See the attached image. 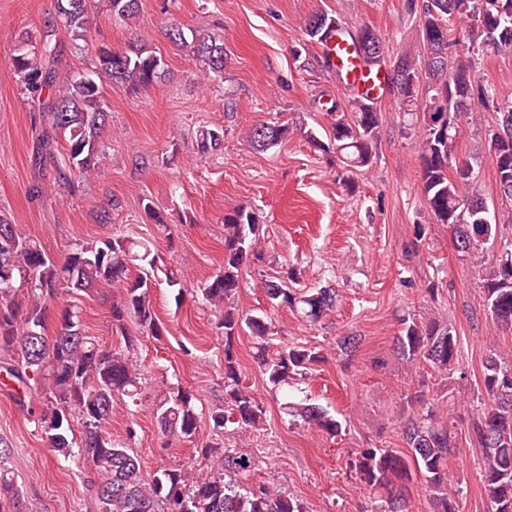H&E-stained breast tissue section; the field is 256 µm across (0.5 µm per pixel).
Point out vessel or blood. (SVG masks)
<instances>
[{"instance_id": "1", "label": "vessel or blood", "mask_w": 512, "mask_h": 512, "mask_svg": "<svg viewBox=\"0 0 512 512\" xmlns=\"http://www.w3.org/2000/svg\"><path fill=\"white\" fill-rule=\"evenodd\" d=\"M326 54L337 82L347 95L374 104L385 100L387 89L384 72L362 62L352 35L337 33L328 43Z\"/></svg>"}]
</instances>
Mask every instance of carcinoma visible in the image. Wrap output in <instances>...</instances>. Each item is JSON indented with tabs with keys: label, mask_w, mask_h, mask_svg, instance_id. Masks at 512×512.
<instances>
[{
	"label": "carcinoma",
	"mask_w": 512,
	"mask_h": 512,
	"mask_svg": "<svg viewBox=\"0 0 512 512\" xmlns=\"http://www.w3.org/2000/svg\"><path fill=\"white\" fill-rule=\"evenodd\" d=\"M106 2L114 22L131 19L140 8V0ZM89 6L90 0H57V13L44 21L40 37L20 40L11 58L20 90L49 116L50 127L42 131L34 150V166L50 162L63 175L73 170L84 178L100 172L104 159L101 134L108 112L97 80L104 76L139 94L160 81L166 67L161 57L134 45L122 52L100 45L92 68L61 76L56 64L65 42L58 38V28L67 30L73 49L85 50L80 41ZM408 10L419 15L424 66L409 54L386 61L384 44L369 26L358 32L357 49L370 65L389 64V91L400 97L407 114L423 107L417 135L421 193L434 223L448 225L457 252L474 258L495 238L496 228L477 190L478 172L470 161L455 162V148L461 118L477 104L492 108L487 136L497 194L512 202V102L494 103L493 90L478 79L471 59L477 50L512 49V0H409ZM458 18L469 19L470 25L453 29ZM332 22L323 14L311 16L305 24L309 41L323 44L336 30ZM167 37L198 61L206 76H224L228 55L218 36L198 29L187 34L172 24ZM351 112L350 117L336 113L333 141L321 150L336 153L347 167H366L373 160L379 112L359 99L351 101ZM288 131L281 122H262L249 128L247 137L267 150L285 140ZM60 136L66 141L62 150ZM223 144L224 128L200 130L199 153L217 151ZM259 239L254 212L245 207L224 212V263L196 294L204 302L224 305L216 323L224 339V408L206 414L191 391L170 387L156 405V422L170 440H191L205 420L216 433L265 426L266 409L243 385L238 371L233 345L239 336L253 338L254 359L274 391L309 378L313 367L325 362L315 347L274 343L266 312L253 314L235 306L244 264L264 259ZM155 263L151 241L112 235L73 244L59 264L21 225L0 214V352L12 358L4 370L5 378L17 382L15 401L51 447L68 456L77 448L79 460L94 474L101 512H307L293 495L255 482L260 461L237 448L219 454L213 446L206 449L205 455L212 458L207 471L163 468L147 480L138 458L112 440L108 426L114 400L126 397L135 403L140 391V373L131 356L134 339L124 338L118 348L100 344L85 333L77 300L82 294L117 287L110 306L112 325L122 330L132 318L142 332L158 340L162 329L152 300L156 283L145 271ZM134 267L139 268L135 275ZM293 279L295 272L289 270L284 280L264 282L271 308H287L314 325L336 307V289L290 288ZM481 289L492 322L512 334V248L504 249L485 273ZM63 294L69 300L58 315L55 335L49 337L46 303ZM400 325L394 349L402 360L426 364L446 380L460 370L461 341L452 326L406 317ZM482 379L485 396L475 406L467 432L482 452L481 479L491 512H512V365L491 353L483 362ZM449 392V387L432 395L416 392L419 409L405 418L401 430L409 452L376 447L349 456L346 467L376 503L375 512H409L410 484L416 477L430 492L432 512H460L462 487L448 490V465L462 454L456 427L441 413ZM284 410L333 437L341 430V423L317 405L286 402ZM72 414L81 421L78 441L68 440ZM10 456L11 446L0 439V501H8L12 512H30L8 478Z\"/></svg>",
	"instance_id": "obj_1"
}]
</instances>
